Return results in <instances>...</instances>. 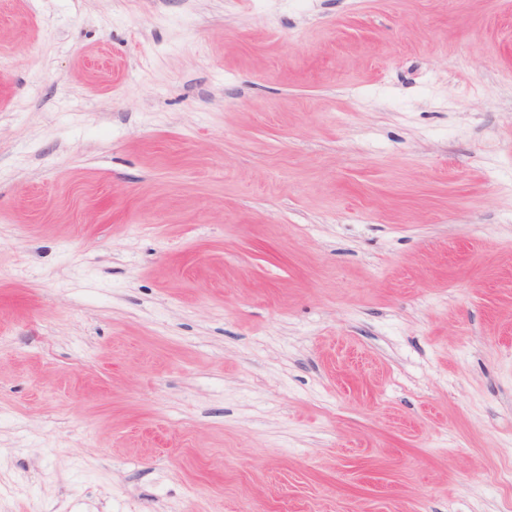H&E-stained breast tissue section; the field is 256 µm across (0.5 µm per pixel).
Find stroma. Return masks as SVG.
Returning a JSON list of instances; mask_svg holds the SVG:
<instances>
[{"label": "stroma", "instance_id": "35a3bbf8", "mask_svg": "<svg viewBox=\"0 0 512 512\" xmlns=\"http://www.w3.org/2000/svg\"><path fill=\"white\" fill-rule=\"evenodd\" d=\"M512 0H0V512H512Z\"/></svg>", "mask_w": 512, "mask_h": 512}]
</instances>
